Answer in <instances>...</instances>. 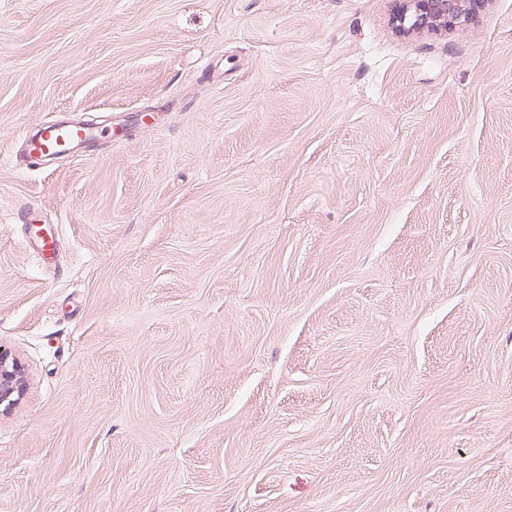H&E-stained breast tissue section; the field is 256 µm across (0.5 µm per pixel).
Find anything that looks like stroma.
Wrapping results in <instances>:
<instances>
[{"mask_svg":"<svg viewBox=\"0 0 512 512\" xmlns=\"http://www.w3.org/2000/svg\"><path fill=\"white\" fill-rule=\"evenodd\" d=\"M403 6L0 0V512H512V0ZM449 1L456 0H407L410 5L405 6V10L394 19V28L407 32L418 27L459 26L461 17L448 13ZM20 138L25 143L27 156L44 162L69 153L78 143L90 141L92 130L90 126L81 122L47 120L31 134L22 132ZM28 245L35 248L45 263L54 261L59 252V241L54 229L48 224L28 226ZM25 377L17 359L0 345V412L8 409L19 399L25 388Z\"/></svg>","mask_w":512,"mask_h":512,"instance_id":"obj_1","label":"stroma"}]
</instances>
